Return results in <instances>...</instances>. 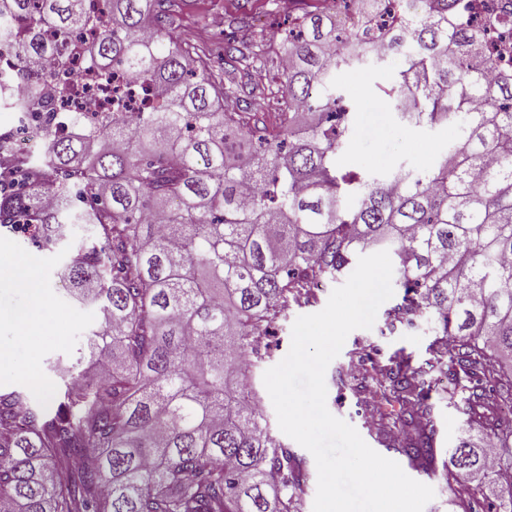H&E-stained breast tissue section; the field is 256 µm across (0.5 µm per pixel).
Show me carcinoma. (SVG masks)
<instances>
[{
    "mask_svg": "<svg viewBox=\"0 0 512 512\" xmlns=\"http://www.w3.org/2000/svg\"><path fill=\"white\" fill-rule=\"evenodd\" d=\"M469 0H424L411 18L385 0H358L353 20L305 11L282 38L288 67L279 112L238 131L224 87L187 43L164 41L171 0H110L111 25L85 53L110 81L115 64L152 82L162 103L134 126L105 113L83 133L43 135L30 159L4 166L22 176L0 187V225L34 224L39 243L89 224L94 241L65 267L70 297L96 306L74 360L57 359L59 401L34 410L20 392L0 394V501L10 512H292L303 459L271 432L252 392L239 387L264 355L254 343L310 285L336 283L358 257L386 250L398 313L436 317L441 354L472 401L450 475L512 471V429L483 409L487 385L512 398V72L494 69ZM15 20L20 64L35 79L5 100L25 112L42 98L44 62L86 22L83 0H0ZM361 23L403 66L380 88L409 126L451 128L457 139L425 172L377 176L340 169L353 112L336 94V71L385 57L353 39ZM487 28L512 26V11ZM53 29L58 43L40 38ZM153 31L149 42L145 31ZM344 197L355 200L344 210ZM112 357L109 376L83 362ZM380 393L400 406L392 434L412 467L434 471L430 385L394 357Z\"/></svg>",
    "mask_w": 512,
    "mask_h": 512,
    "instance_id": "1",
    "label": "carcinoma"
}]
</instances>
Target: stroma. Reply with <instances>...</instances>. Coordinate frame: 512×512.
<instances>
[{"label":"stroma","mask_w":512,"mask_h":512,"mask_svg":"<svg viewBox=\"0 0 512 512\" xmlns=\"http://www.w3.org/2000/svg\"><path fill=\"white\" fill-rule=\"evenodd\" d=\"M219 11L224 15V29L212 31L208 17ZM172 30L180 41L197 45L208 56L215 73H223L225 41H233L253 64L238 69L230 77L224 94L226 103L242 109L244 126L254 117L245 102L266 97L268 91H281L283 77L281 59L270 54L279 46L288 19L281 15L276 0H175ZM401 59L392 56L379 65L344 68L336 74V88L344 94L355 114L354 131L337 163L342 167L360 165L373 174H382L398 166L423 170L444 153L454 137L445 128L419 129L403 124L396 112L384 108L379 86L392 82ZM88 226L77 225L67 245L43 248L33 237L0 228V250L24 260L43 290L45 301L32 305L23 290L10 287L11 271L0 266V344L10 353L0 360V394L13 390L26 392L32 405L45 412L57 406L59 388L50 365L57 358L74 357L86 333L98 324L96 311L72 300L66 291L63 266L77 254L89 239ZM332 292L321 287L309 300L289 303L288 309L269 327L266 339L268 354L255 374L256 389L263 409L272 425V434H280L270 396L262 381L266 369L278 364L291 345L292 325L301 315L321 311ZM402 289H395L384 302L369 329L352 331L325 373L327 408L332 415L353 426L363 440L380 455L396 461L411 478L431 486L435 491L424 512H462L459 503L468 499L473 512H487L502 491L500 482L485 476H473L467 482L466 495H458V481L449 476L444 464L449 450L468 429V401L463 392L449 393L452 367L440 362L435 340L439 325L432 314L413 316L411 322H391L389 314L400 302ZM38 321L44 328L37 341H29L21 319ZM403 352L413 367L423 368L431 380L429 399L436 424L435 449L439 466L436 471L415 470L400 450L399 440L383 442L366 417L396 415L397 409L381 400L372 390L373 365H385L391 355Z\"/></svg>","instance_id":"stroma-1"}]
</instances>
